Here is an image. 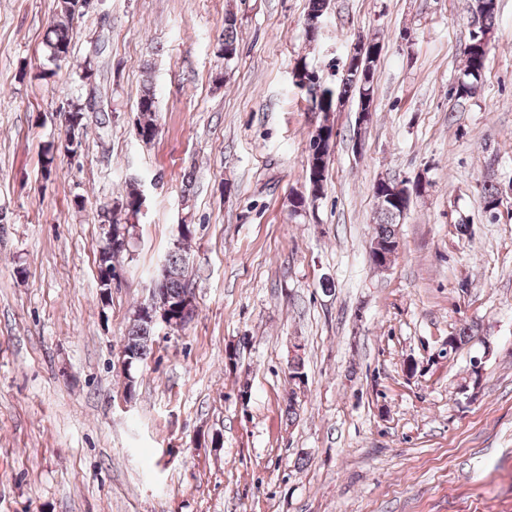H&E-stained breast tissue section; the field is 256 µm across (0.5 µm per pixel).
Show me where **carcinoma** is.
Wrapping results in <instances>:
<instances>
[{"instance_id": "cac0c4a2", "label": "carcinoma", "mask_w": 512, "mask_h": 512, "mask_svg": "<svg viewBox=\"0 0 512 512\" xmlns=\"http://www.w3.org/2000/svg\"><path fill=\"white\" fill-rule=\"evenodd\" d=\"M75 0H56L54 20L44 40L45 54L52 62L58 59L61 53H70L76 31L73 28L75 17ZM326 9V0H309L308 12L305 18L304 33L308 38H314L319 27L310 24L312 20H320ZM474 30L471 42L465 50V63L462 77L455 86L456 98L466 100L474 97L480 88V80L488 64L490 49V35L494 31L498 18L497 0H473L471 7ZM240 28L236 15L227 14L224 17V28L217 49L221 59H232L237 54L238 29ZM368 47L361 64L348 62L346 75L343 76L339 92L331 89L323 90L318 109L329 113L336 109V105L346 99L358 100L361 112L370 111L374 102V87L372 74L381 56L384 43L376 38L369 39ZM138 118L136 122L139 138L150 142L157 134V114L159 100L152 86L144 87L137 102ZM71 153V149L63 150L57 144L50 142L43 152V169L51 174L56 158L63 153ZM328 151H320L314 141H309L307 158L306 181L308 193H299V196L308 201H316L322 196L326 180ZM143 193L140 183L131 180L126 191L110 209H104L98 214L99 224L105 227L103 240L99 245L97 266L105 265L112 270L122 268L119 258L128 248L112 245L110 231L125 229L129 237H134L136 223L139 222L140 196ZM399 224V213L393 209L387 199H382L379 207L375 240L390 242L397 239L396 227ZM190 242L189 236H182L176 240L173 248L169 249L162 264L159 275L163 277L167 301L175 305L179 303L182 295L186 293V277L189 276L186 261V245ZM143 306L133 308L129 317L128 326L122 340L127 348L136 356V363L141 364L151 355L152 344L155 341L158 326L146 320Z\"/></svg>"}]
</instances>
